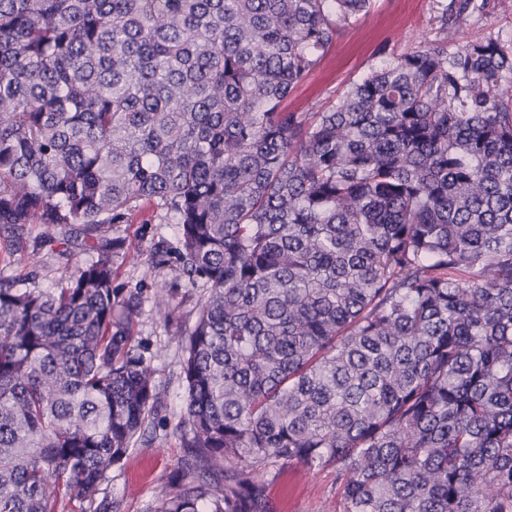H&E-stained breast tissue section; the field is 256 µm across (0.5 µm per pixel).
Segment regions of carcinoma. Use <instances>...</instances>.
<instances>
[{"mask_svg":"<svg viewBox=\"0 0 512 512\" xmlns=\"http://www.w3.org/2000/svg\"><path fill=\"white\" fill-rule=\"evenodd\" d=\"M374 4L0 0V260L40 263L32 224L95 240L60 288L0 280V512H97L153 425L102 234L146 206L201 289L160 512H273L290 464L342 512H512V46L448 51L485 9L450 0L440 37L288 111Z\"/></svg>","mask_w":512,"mask_h":512,"instance_id":"cac0c4a2","label":"carcinoma"}]
</instances>
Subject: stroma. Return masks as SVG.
Wrapping results in <instances>:
<instances>
[{
  "instance_id": "obj_1",
  "label": "stroma",
  "mask_w": 512,
  "mask_h": 512,
  "mask_svg": "<svg viewBox=\"0 0 512 512\" xmlns=\"http://www.w3.org/2000/svg\"><path fill=\"white\" fill-rule=\"evenodd\" d=\"M487 2L483 13L472 15L449 39V50H456L469 40L512 38V0ZM435 7V0H376L371 12L347 26L306 82L289 94L285 101L288 111L323 109L341 97L351 83L379 67L384 50L400 53L421 40L434 38ZM105 235L120 240L126 253L138 257L137 262L119 265L114 284L126 293H142L143 312L133 330L134 344L139 352L152 358L161 386L154 439L132 448L124 463L113 468L96 500L111 505L112 512H157L162 491H176L178 463L186 454L173 432L184 412L186 395L180 374L181 351L173 336L193 324L199 292L178 277L173 268L159 271L147 263L158 242H165L169 251L177 250L175 225L159 223L146 209L128 223L112 225ZM25 238L27 248L39 252L40 265L34 268L23 261L0 264V279L17 282L24 288L60 286L76 261L92 255L91 250H80L68 242L62 231L57 233L55 242L47 243L40 228L33 224ZM161 286L166 288L174 307L168 321L156 314L151 305L155 289ZM269 480L276 512H340L330 471H309L294 464L270 475Z\"/></svg>"
}]
</instances>
